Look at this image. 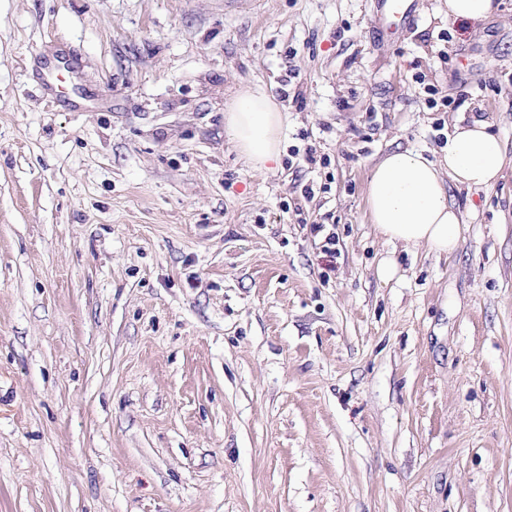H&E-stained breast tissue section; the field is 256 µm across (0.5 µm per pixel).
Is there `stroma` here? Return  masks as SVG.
I'll return each instance as SVG.
<instances>
[{"label":"stroma","instance_id":"stroma-1","mask_svg":"<svg viewBox=\"0 0 512 512\" xmlns=\"http://www.w3.org/2000/svg\"><path fill=\"white\" fill-rule=\"evenodd\" d=\"M495 2L381 42L372 0H0V512H512V167L446 256L366 206L455 121L512 152ZM448 19L460 22L480 23L492 17L496 11L493 0H446ZM287 116L260 88L239 90L226 105L224 135L254 170L278 163Z\"/></svg>","mask_w":512,"mask_h":512}]
</instances>
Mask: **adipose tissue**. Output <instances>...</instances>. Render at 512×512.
I'll list each match as a JSON object with an SVG mask.
<instances>
[{"label":"adipose tissue","instance_id":"ef3b65f1","mask_svg":"<svg viewBox=\"0 0 512 512\" xmlns=\"http://www.w3.org/2000/svg\"><path fill=\"white\" fill-rule=\"evenodd\" d=\"M287 126L286 114L259 88L238 91L226 106L224 134L258 171L278 161ZM511 161L489 123H456L442 160L406 149L389 152L372 167L366 196L370 221L389 242L451 253L459 243L460 218L448 202L449 184L491 187Z\"/></svg>","mask_w":512,"mask_h":512}]
</instances>
